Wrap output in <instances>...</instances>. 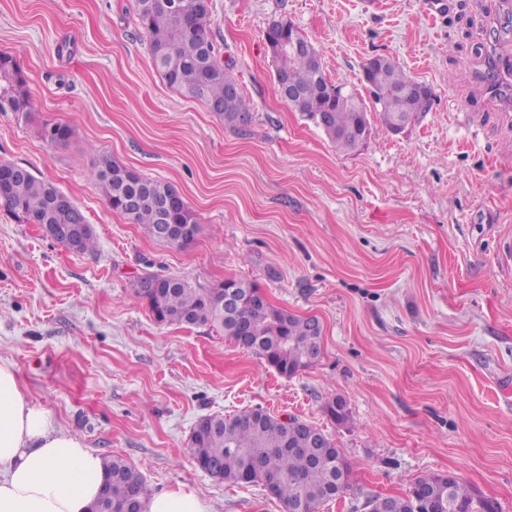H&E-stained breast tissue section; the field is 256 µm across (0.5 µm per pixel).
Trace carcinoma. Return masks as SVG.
I'll list each match as a JSON object with an SVG mask.
<instances>
[{"label": "carcinoma", "mask_w": 512, "mask_h": 512, "mask_svg": "<svg viewBox=\"0 0 512 512\" xmlns=\"http://www.w3.org/2000/svg\"><path fill=\"white\" fill-rule=\"evenodd\" d=\"M131 8L148 38L154 67L180 93L200 101L224 124L251 122V102L232 72L220 59L211 37L210 0H132ZM304 39L288 23H272L266 39L272 44L274 71L288 73L293 108L321 128L336 149L351 153L370 133L365 103L354 93L341 100L342 85L327 81L318 60L300 51L290 54L282 44L288 35ZM418 84L396 61L377 56L371 62L365 87L390 130L408 117L419 118L433 106L434 94L404 93ZM26 78L13 57L0 53V112L26 117L30 112ZM52 144L70 137L63 123L45 126ZM94 176L113 210L146 235L163 244L185 247L200 232V224L185 199L173 201L177 190L169 183L141 176L107 155L98 157ZM58 187L9 161H0V210L26 224L62 226L84 215L77 204L58 203ZM234 300L225 303L224 284L196 288L179 277L145 275L133 292L146 303L154 318L182 326L216 327L237 345L254 351L278 373L293 376L311 367L321 355L322 326L315 317H303L270 303L255 302L259 288L230 279ZM333 421L349 422L346 401L336 397L325 404ZM208 426L192 432L191 454L198 468L216 471L224 483H262L279 499L286 512H317L326 501L344 494L351 471L332 437L317 428L310 432L297 422H284L261 409L206 417ZM105 483L93 502L99 512H121L128 503L146 504L151 493L143 478L120 458L104 462ZM415 480L409 496L396 499L395 512H416ZM431 512H493L490 501L456 479L431 490Z\"/></svg>", "instance_id": "cac0c4a2"}]
</instances>
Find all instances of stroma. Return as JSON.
<instances>
[{
  "mask_svg": "<svg viewBox=\"0 0 512 512\" xmlns=\"http://www.w3.org/2000/svg\"><path fill=\"white\" fill-rule=\"evenodd\" d=\"M211 34L252 103L244 129L170 88L130 0H0V53L27 79L28 118L0 112V160L83 210L97 248L76 255L0 211V359L30 402L152 493L194 491L208 512H285L263 485H228L190 453L198 420L261 408L332 435L349 488L319 512H364L453 472L512 512V100L490 102L491 55L512 58V0H212ZM289 21L325 76L365 94L382 55L434 104L402 133L371 114L352 153L283 100L265 34ZM67 124L53 145L48 122ZM169 182L201 231L180 248L115 213L96 156ZM198 288L229 278L322 324V355L292 377L209 326L157 322L146 274ZM343 397L353 421H330Z\"/></svg>",
  "mask_w": 512,
  "mask_h": 512,
  "instance_id": "stroma-1",
  "label": "stroma"
}]
</instances>
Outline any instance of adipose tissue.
Masks as SVG:
<instances>
[{
  "mask_svg": "<svg viewBox=\"0 0 512 512\" xmlns=\"http://www.w3.org/2000/svg\"><path fill=\"white\" fill-rule=\"evenodd\" d=\"M101 457L58 431L0 361V512H87L98 496Z\"/></svg>",
  "mask_w": 512,
  "mask_h": 512,
  "instance_id": "obj_1",
  "label": "adipose tissue"
}]
</instances>
